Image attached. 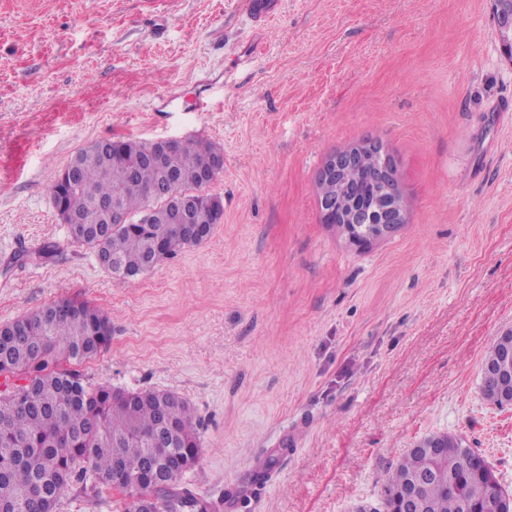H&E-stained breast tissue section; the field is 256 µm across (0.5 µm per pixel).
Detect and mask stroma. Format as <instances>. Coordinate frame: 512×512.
Masks as SVG:
<instances>
[{
	"mask_svg": "<svg viewBox=\"0 0 512 512\" xmlns=\"http://www.w3.org/2000/svg\"><path fill=\"white\" fill-rule=\"evenodd\" d=\"M245 2L0 0V324L61 296L105 311L85 381L186 400L201 448L181 483L224 512L380 506L435 433L512 493V406L480 389L512 329V62L491 0H277L260 26ZM367 136L406 222L358 247L323 223L315 179ZM172 137L222 151L224 216L116 284L51 185L92 142ZM507 337L497 338L489 352L484 358L482 365V384L481 392L483 397L490 403L495 405H504V394L502 389V379L497 368H487V365L497 364V358L500 352L507 348L509 351L512 349V334L505 335Z\"/></svg>",
	"mask_w": 512,
	"mask_h": 512,
	"instance_id": "stroma-1",
	"label": "stroma"
}]
</instances>
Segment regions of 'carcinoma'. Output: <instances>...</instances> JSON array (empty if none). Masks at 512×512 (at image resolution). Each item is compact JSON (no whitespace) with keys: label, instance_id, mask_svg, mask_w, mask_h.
Segmentation results:
<instances>
[{"label":"carcinoma","instance_id":"carcinoma-1","mask_svg":"<svg viewBox=\"0 0 512 512\" xmlns=\"http://www.w3.org/2000/svg\"><path fill=\"white\" fill-rule=\"evenodd\" d=\"M153 144L93 142L69 161L74 185L58 194L63 207L89 219L100 200H118L126 224H75L69 236L118 261L122 283L153 268L158 240L170 255L184 248L174 224L177 205L191 223L211 233L224 207L209 204L198 176L212 169L218 149L210 141L187 138L163 163L151 158ZM346 209L374 208L378 187L352 177L343 191ZM10 334L0 343V376L9 380L0 392V512H58L65 492L83 495L139 473V497L125 500L122 512H140L152 499L154 512H217L215 502L179 487L181 468L196 465L200 436L194 412L173 392L130 390L112 398V387L92 386L73 369L106 349L111 336L108 316L99 308L70 297L6 323ZM512 337H501L484 358L481 392L490 403L504 405L502 379L494 368ZM448 458L428 451H408L385 486L389 507L407 483L420 480L417 512H494L496 491L486 461L444 434ZM459 492L448 493V480Z\"/></svg>","mask_w":512,"mask_h":512}]
</instances>
